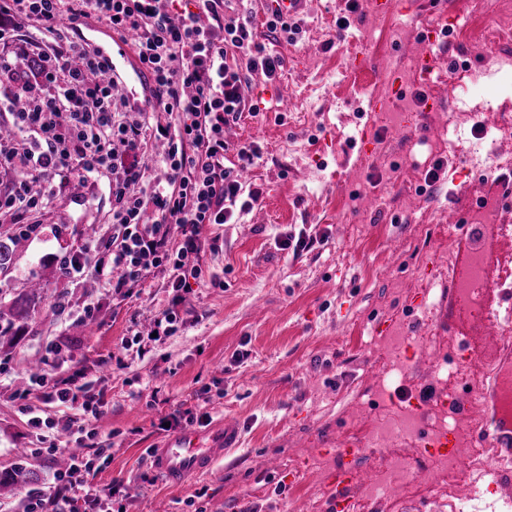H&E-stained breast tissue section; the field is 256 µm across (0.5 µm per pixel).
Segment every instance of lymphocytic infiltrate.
I'll return each instance as SVG.
<instances>
[{"instance_id": "1", "label": "lymphocytic infiltrate", "mask_w": 512, "mask_h": 512, "mask_svg": "<svg viewBox=\"0 0 512 512\" xmlns=\"http://www.w3.org/2000/svg\"><path fill=\"white\" fill-rule=\"evenodd\" d=\"M0 0V82L15 100L0 105L11 137H0V165L14 181L0 191V218L45 208L71 179L107 177L112 199L109 243L88 239L69 251L62 268L74 280L98 273L113 294L128 295L152 270H163L172 306L154 323L158 336L176 331V305L202 275L203 228L233 224L253 208L259 191L240 174L261 156L257 144L232 147L224 131L247 108V74L277 79L283 58L259 42L251 18L230 14V0ZM89 19L119 38L152 83L135 117L111 79V67L78 36L63 33ZM235 153L236 163L226 161ZM40 180V193L31 190ZM46 402L78 407L83 418L32 416L37 431L64 433L85 444L84 419L97 416L101 394L91 384L35 381ZM97 454L75 458L59 477L60 491L31 493L27 512H96L84 487Z\"/></svg>"}]
</instances>
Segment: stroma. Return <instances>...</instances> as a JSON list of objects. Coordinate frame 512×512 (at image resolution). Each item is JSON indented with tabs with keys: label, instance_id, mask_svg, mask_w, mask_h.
Segmentation results:
<instances>
[{
	"label": "stroma",
	"instance_id": "stroma-1",
	"mask_svg": "<svg viewBox=\"0 0 512 512\" xmlns=\"http://www.w3.org/2000/svg\"><path fill=\"white\" fill-rule=\"evenodd\" d=\"M477 4L485 24L512 23V0H397L381 14L373 0L352 11L347 0H312L289 43L264 28L259 0H247L259 41L285 59L280 81L248 75L245 95L259 111L226 133L237 147L260 143L248 184L261 197L239 223L205 226L217 247L202 253L176 333L147 351L137 334L171 306L161 277L109 300L60 268L85 225L108 234L105 185L78 197L57 192L24 216L40 231L17 251L0 291L34 278L44 290L0 349V471L23 465L37 479L0 497V512H26L31 493L55 492L72 446L62 435L54 450L33 451L29 413L66 411L32 383L36 362L45 377L91 381L104 396L90 425L105 454L88 488L108 512H335L327 481L340 461L358 476L350 494L361 512H456L455 499L431 484L414 496L402 486L370 495L383 450L363 445L342 460L336 450L353 428L406 407L457 436L468 424L455 409L424 403V391L449 379L419 339L448 311L445 257L470 251L460 227L477 204L495 197L512 221V39L469 36ZM442 26L435 41L422 38L423 28ZM284 82L293 90L286 111ZM488 113L495 121L472 153L475 123ZM452 119L461 137L449 136ZM438 159L447 169L425 187ZM302 230L316 239L309 251L279 248L278 238ZM396 336L409 339L399 351ZM173 412L184 422L160 427L158 417ZM200 416L210 427L236 424L240 444L208 476L169 486L148 468L147 451Z\"/></svg>",
	"mask_w": 512,
	"mask_h": 512
}]
</instances>
